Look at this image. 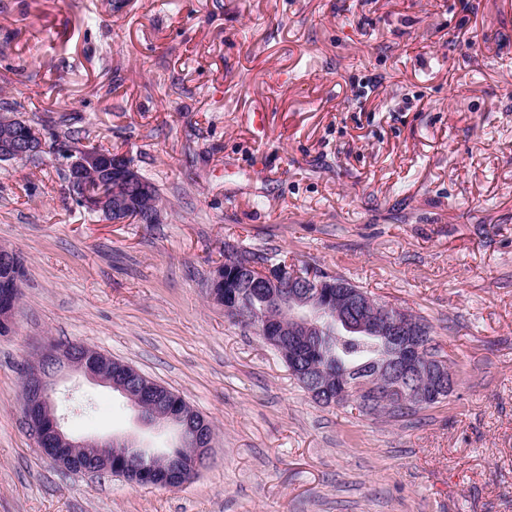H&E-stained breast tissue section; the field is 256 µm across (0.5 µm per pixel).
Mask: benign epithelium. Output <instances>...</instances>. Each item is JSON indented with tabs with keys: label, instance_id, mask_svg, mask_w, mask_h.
<instances>
[{
	"label": "benign epithelium",
	"instance_id": "benign-epithelium-1",
	"mask_svg": "<svg viewBox=\"0 0 512 512\" xmlns=\"http://www.w3.org/2000/svg\"><path fill=\"white\" fill-rule=\"evenodd\" d=\"M45 152L44 140L35 129L15 114H0L1 161L29 160ZM54 157L69 174L71 196L82 206L111 216L116 224L125 222L124 214L132 206L133 197L150 193L149 183L123 156L112 162L116 181L112 191L96 194L83 189V177L87 171L102 169L97 152L64 144L55 147ZM240 266L263 298L261 311L254 317L263 339L288 360L291 374L320 402H350L393 378L406 383L403 396L408 405L442 400L452 391L454 375L446 359L435 357L420 366L421 325L409 311L371 297L363 299L357 291L325 289L322 282L305 277L288 264L273 266L243 260ZM209 296L224 306L227 315L236 317L241 312L237 302L222 297L218 288H209ZM330 326L336 328L338 336L346 332L376 336L389 346L391 354L370 361L374 372L366 378H356L350 370L304 361L301 350L317 347ZM110 365L112 358L82 342L57 344L46 340L41 344L23 377L21 409L25 428L42 455L72 474L112 473L130 484H143L144 453L125 438L75 439L65 432L64 415L56 404V384L62 374L76 373L123 396L137 393L141 406L150 412L149 417L141 419L144 425L186 433L193 445L190 467L182 468L178 460L161 453L151 456V470L167 473L168 487L189 483L211 451L213 433L209 423L180 396L131 365L121 379L105 375L104 368Z\"/></svg>",
	"mask_w": 512,
	"mask_h": 512
}]
</instances>
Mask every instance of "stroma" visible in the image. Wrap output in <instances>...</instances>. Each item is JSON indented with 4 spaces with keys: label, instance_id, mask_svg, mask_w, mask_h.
<instances>
[{
    "label": "stroma",
    "instance_id": "obj_1",
    "mask_svg": "<svg viewBox=\"0 0 512 512\" xmlns=\"http://www.w3.org/2000/svg\"><path fill=\"white\" fill-rule=\"evenodd\" d=\"M7 106L127 156L161 214L115 224L53 155L0 162V247L26 272L0 335V512H512V0H0ZM241 249L424 317L452 392L402 418L314 403L208 298ZM46 338L201 412L199 476L132 486L45 459L21 390ZM57 404L79 438L173 442L75 374Z\"/></svg>",
    "mask_w": 512,
    "mask_h": 512
}]
</instances>
